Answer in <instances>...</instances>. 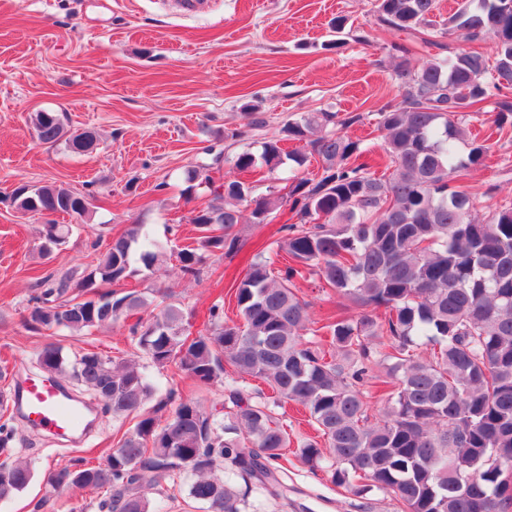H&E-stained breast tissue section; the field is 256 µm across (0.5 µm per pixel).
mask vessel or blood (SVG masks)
<instances>
[{
	"mask_svg": "<svg viewBox=\"0 0 512 512\" xmlns=\"http://www.w3.org/2000/svg\"><path fill=\"white\" fill-rule=\"evenodd\" d=\"M11 400L27 424L46 436L75 442L92 428L86 418L88 404L48 376L27 375L15 387Z\"/></svg>",
	"mask_w": 512,
	"mask_h": 512,
	"instance_id": "vessel-or-blood-1",
	"label": "vessel or blood"
}]
</instances>
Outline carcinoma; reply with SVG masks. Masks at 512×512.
Returning <instances> with one entry per match:
<instances>
[{"mask_svg":"<svg viewBox=\"0 0 512 512\" xmlns=\"http://www.w3.org/2000/svg\"><path fill=\"white\" fill-rule=\"evenodd\" d=\"M382 30L409 35L391 44L401 101L376 113L386 163L373 169L372 150L344 129L361 114L311 112L288 121L283 132L305 142L284 151L280 140L261 142L260 153H239L234 167L271 173L291 160L318 157L314 177L293 175L283 195L256 193L258 183L234 179L214 187L213 202L192 222L195 246L159 244L144 224L112 238L93 269L69 276L33 298L28 324L35 329L87 333L146 305L120 290L139 268L154 271L173 261L198 279L206 258L231 253L235 229L267 224L284 205L295 222L287 236L255 254L237 284L243 323L209 310L206 333L190 336L173 302L130 335L146 362L116 361L98 352L74 359L45 344L36 367L69 377L75 391L119 420L140 414L105 462L83 457L48 471L52 489L103 493L99 512H150L145 490L189 478V498L207 512H241L252 492L280 497L287 472L275 466L288 447L282 409L295 402L308 412L316 435L299 444V458L353 496L372 494L398 512H512V197L491 205L486 218L468 191L451 181L486 166L490 146L466 138L471 122L495 113L498 130L512 118V0H460L454 13L435 20L438 0H375ZM348 18L330 24L339 49L350 38ZM474 43L490 38L489 57L472 48L447 53L449 36ZM428 58L412 64L417 48ZM33 125L43 144L66 143L89 154L95 135L67 133L53 112H37ZM91 198L62 184L20 187L11 200L22 212L86 219ZM71 224L43 225L37 245L50 255L67 242ZM289 263L276 266L280 252ZM307 277L360 308L310 328L308 303L295 281ZM78 294L64 298L69 289ZM384 309V315L376 311ZM386 366L385 376L372 375ZM170 369L168 386L151 369ZM262 380L268 391L248 387ZM200 388L224 385V400L207 410L178 393L177 379ZM383 408L371 413V388ZM158 397L157 407L144 411ZM174 405L161 421L157 413ZM13 429L0 424V501L27 487L29 465L10 461Z\"/></svg>","mask_w":512,"mask_h":512,"instance_id":"carcinoma-1","label":"carcinoma"}]
</instances>
